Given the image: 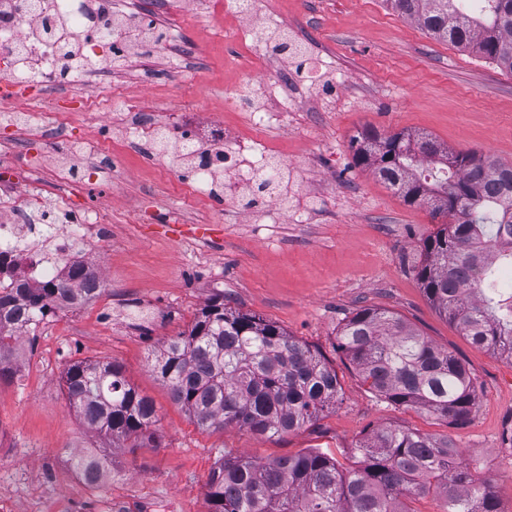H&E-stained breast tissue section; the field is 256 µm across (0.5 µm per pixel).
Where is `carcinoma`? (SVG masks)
<instances>
[{
    "label": "carcinoma",
    "mask_w": 512,
    "mask_h": 512,
    "mask_svg": "<svg viewBox=\"0 0 512 512\" xmlns=\"http://www.w3.org/2000/svg\"><path fill=\"white\" fill-rule=\"evenodd\" d=\"M433 39L475 48L512 72V0H386ZM355 165L370 170L408 205L439 197L433 215L448 218L423 245L417 277L438 311L471 344L512 360V164L455 151L435 139L367 129L352 139ZM72 281L22 285L0 294V381L13 378V323L39 318L57 298L80 296ZM336 348L362 382L385 401L419 407L449 424L470 416L471 376L452 352L425 339L397 314L370 307L346 318ZM153 371L171 398L202 429L228 425L281 436L336 408V369L319 352L275 323L205 305L190 330L169 340ZM69 404L87 426L112 443L157 447L154 402L127 382L112 362L75 361L65 373ZM349 466L316 450L257 461L229 456L208 478L209 512H417L411 502L428 493L443 512H502L491 485L476 486L446 437L398 426L377 427L356 445Z\"/></svg>",
    "instance_id": "cac0c4a2"
}]
</instances>
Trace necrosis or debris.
Returning a JSON list of instances; mask_svg holds the SVG:
<instances>
[{"label":"necrosis or debris","instance_id":"necrosis-or-debris-1","mask_svg":"<svg viewBox=\"0 0 512 512\" xmlns=\"http://www.w3.org/2000/svg\"><path fill=\"white\" fill-rule=\"evenodd\" d=\"M225 14L244 22L250 37V66L262 86L263 97L228 93L226 102L248 112L253 128L285 121L293 99L287 83L270 79L275 60L290 57L291 48L275 40L264 21L258 20L252 0H198V11ZM77 28L81 54L97 64L98 85L111 90L110 75L126 60L130 42L150 34V53H165L169 37L155 38V17L149 7L116 14L112 0H12L10 12L0 13V84L18 90L14 105L24 118L20 134L63 138L71 109L56 107L47 112L29 109L28 91L86 83L82 71L72 70L64 59L54 30L60 22ZM125 109L137 123L127 127L125 146L144 148L148 159L172 173L188 189L205 194L211 206L222 209L225 194L256 191L269 170H288L281 154L267 143L229 133L213 125L200 130L191 113H169L166 105L148 96L129 101ZM91 184L84 175L69 180L68 193L45 198L31 190L30 179L0 166V288L23 279L43 286L68 278L86 267L88 280L99 278L95 267L77 256L76 244L97 249L99 230L111 223V211L77 207L73 196Z\"/></svg>","mask_w":512,"mask_h":512}]
</instances>
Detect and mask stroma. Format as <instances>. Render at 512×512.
<instances>
[{
    "label": "stroma",
    "mask_w": 512,
    "mask_h": 512,
    "mask_svg": "<svg viewBox=\"0 0 512 512\" xmlns=\"http://www.w3.org/2000/svg\"><path fill=\"white\" fill-rule=\"evenodd\" d=\"M259 17L305 48L303 61H279L289 82H304L283 124L260 136L296 164L287 190L303 223H267L242 197L220 211L140 152L116 149L111 172L79 197L111 210L107 242L94 258L110 299L54 309L12 349L13 379L0 382V512H208L207 480L224 455L269 460L317 448L349 464L373 428L399 426L445 436L474 483L490 482L502 512H512V363L473 346L440 316L414 268L439 222L429 204L407 205L353 161L351 141L373 128L431 135L457 151L512 164V72L477 53L430 38L385 0H255ZM160 25L181 28L203 60L180 78L165 57L149 69L131 58L113 80L131 98L149 96L193 108L230 131L249 132L246 113L224 96L252 87L248 51L232 17H201L191 0H166ZM121 137L125 113L77 114L65 137H29L15 146L0 113V162L28 170L37 188L65 186L58 154L94 139L102 118ZM213 300L279 325L323 354L341 382V399L315 424L272 438L229 426L203 430L173 402L152 364L167 340L187 331ZM399 315L463 361L476 389L469 419L451 425L424 411L395 407L363 385L338 352L337 331L358 308ZM112 361L156 407L157 448L115 446L91 431L68 402L64 374L75 361ZM110 458L97 483L79 479L74 453Z\"/></svg>",
    "instance_id": "1"
}]
</instances>
